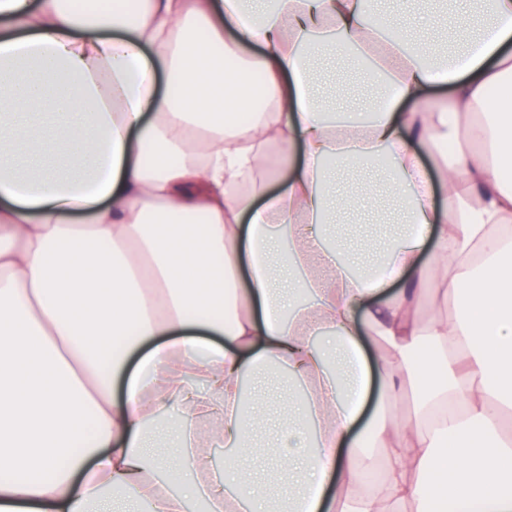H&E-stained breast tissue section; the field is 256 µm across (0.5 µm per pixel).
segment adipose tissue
<instances>
[{"label":"adipose tissue","instance_id":"adipose-tissue-1","mask_svg":"<svg viewBox=\"0 0 512 512\" xmlns=\"http://www.w3.org/2000/svg\"><path fill=\"white\" fill-rule=\"evenodd\" d=\"M445 19L451 58L428 66L376 0H0V512H270L272 487L287 512H512V99L488 104L512 78V0ZM339 55L383 89L330 121L310 72ZM421 148L452 151L441 203ZM360 171L407 196L368 258L330 231L336 176ZM438 294L454 317L421 323ZM367 336L389 353L366 358ZM269 365L299 392L268 486L241 461Z\"/></svg>","mask_w":512,"mask_h":512}]
</instances>
